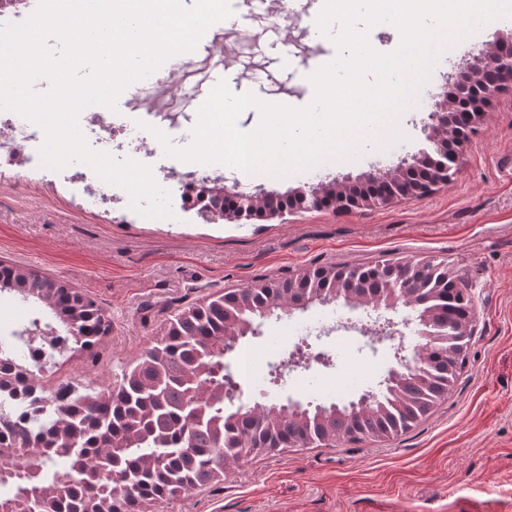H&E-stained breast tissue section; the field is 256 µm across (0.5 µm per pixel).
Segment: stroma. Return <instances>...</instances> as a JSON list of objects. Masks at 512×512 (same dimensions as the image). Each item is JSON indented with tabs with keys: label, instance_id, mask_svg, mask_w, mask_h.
Segmentation results:
<instances>
[{
	"label": "stroma",
	"instance_id": "obj_1",
	"mask_svg": "<svg viewBox=\"0 0 512 512\" xmlns=\"http://www.w3.org/2000/svg\"><path fill=\"white\" fill-rule=\"evenodd\" d=\"M230 3L238 23L225 26L222 52L184 53L190 66L174 71V92L140 80L122 92V99H143L149 111H105L121 131L112 146L99 143V126H83L93 150L151 167L170 193L172 218L124 214L125 191L117 186L112 198L95 199L91 188L69 180L87 171L84 163L48 177L27 166L0 168V260L93 297L110 324L93 350L56 354V366L37 372L38 385L47 393L64 386L111 389L122 368L156 344L168 315L227 286L325 263L444 260L470 285L477 324L451 395L427 421L391 441L287 449L160 502L156 512H512V91L484 110L450 181L422 198L362 210H295L241 225L184 210L181 183L168 175L174 167L230 191L284 193L336 178L359 182L429 149L431 96L463 58L456 52L437 60V76L404 113L396 142L368 134L355 158L244 180L233 168L164 152L191 144L198 121L193 99L213 88L209 73L221 68L234 93L303 107L314 96L309 77L318 55L334 58L336 47L320 33V8L311 0H266L254 8ZM407 315L401 306L389 312L393 337L381 335L376 312L339 303L266 318L258 335L240 340L231 370L248 403L355 400L398 367L397 346L410 353L419 343L403 325ZM36 318L55 321L41 303L1 291L0 353L31 366L14 334ZM339 321L352 323L356 337L332 335ZM319 353L328 363L316 361Z\"/></svg>",
	"mask_w": 512,
	"mask_h": 512
}]
</instances>
